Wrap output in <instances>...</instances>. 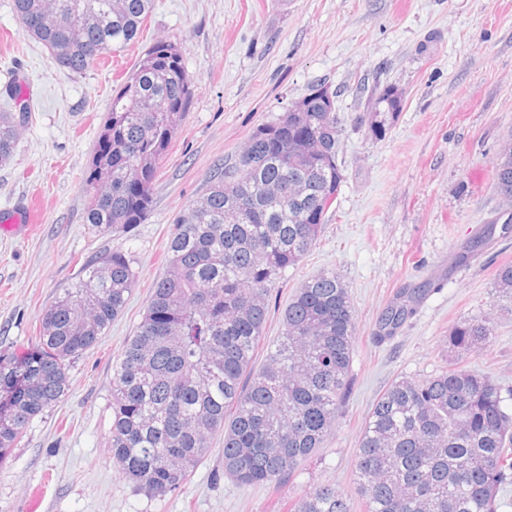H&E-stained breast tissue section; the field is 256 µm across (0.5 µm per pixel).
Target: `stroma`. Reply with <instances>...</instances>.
I'll use <instances>...</instances> for the list:
<instances>
[{
	"instance_id": "obj_1",
	"label": "stroma",
	"mask_w": 512,
	"mask_h": 512,
	"mask_svg": "<svg viewBox=\"0 0 512 512\" xmlns=\"http://www.w3.org/2000/svg\"><path fill=\"white\" fill-rule=\"evenodd\" d=\"M158 40L179 44L194 97L145 223L99 231L86 221L83 177L113 91ZM20 76L30 112L0 164V216L31 202L40 220L0 233V353L38 336L44 311L85 260L121 248L137 282L124 313L71 359L66 398L13 448L0 512H287L288 500L322 484L358 501V445L373 403L394 379L450 364L445 337L463 318L494 324L469 367L512 388V302L494 288L497 268L512 262V206L494 184L512 133V0H154L137 42L80 73L59 67L13 0H0V108ZM320 84L336 94L343 180L315 247L272 295L268 334L280 335L296 288L339 273L357 321L351 393L322 448L280 487L243 489L226 477L218 434L190 481L150 496L112 460V367L165 270L176 218L257 127ZM388 85L403 99L378 139L360 117L368 92ZM415 290L413 316L381 339L387 307Z\"/></svg>"
}]
</instances>
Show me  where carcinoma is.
<instances>
[{"label": "carcinoma", "mask_w": 512, "mask_h": 512, "mask_svg": "<svg viewBox=\"0 0 512 512\" xmlns=\"http://www.w3.org/2000/svg\"><path fill=\"white\" fill-rule=\"evenodd\" d=\"M26 31L59 64L82 72L134 42L154 0H14ZM67 14L72 27L46 18ZM194 90L178 44L159 40L139 57L112 96L84 184L87 223L128 230L143 223L152 184L189 111ZM303 112L257 128L249 153L212 176L176 220L166 273L152 287L136 333L113 367L112 459L137 489L164 497L180 489L224 433V475L247 489L278 486L322 447L350 388L354 310L340 275L323 271L296 289L283 332L267 344L270 299L285 270L316 245L318 205L336 192L341 132L336 93L318 86ZM366 108L393 125L400 102L374 88ZM19 117L0 111V161L13 155ZM497 193L512 199V135L495 163ZM251 197L229 217L237 187ZM136 281L116 248L82 268L42 316L39 336L0 355V467L30 422L69 390L70 360L90 348L125 310ZM512 301V264L495 274ZM414 312L407 299L387 308L384 337ZM493 335L483 318L463 319L445 336L456 362L433 375L395 379L365 423L356 465L366 512H496L512 484V389L463 364ZM266 345V359L255 366ZM289 512H353L329 485L297 494Z\"/></svg>", "instance_id": "carcinoma-1"}]
</instances>
